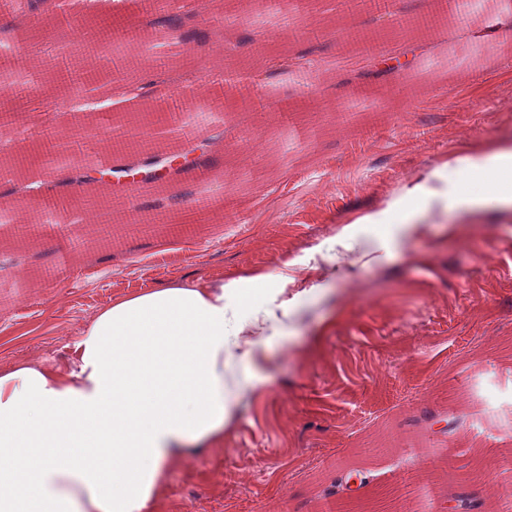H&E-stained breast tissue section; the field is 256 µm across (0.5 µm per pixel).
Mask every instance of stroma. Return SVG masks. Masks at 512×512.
<instances>
[{"instance_id":"35a3bbf8","label":"stroma","mask_w":512,"mask_h":512,"mask_svg":"<svg viewBox=\"0 0 512 512\" xmlns=\"http://www.w3.org/2000/svg\"><path fill=\"white\" fill-rule=\"evenodd\" d=\"M209 2L197 0L211 37L193 56L170 43L146 55L173 73L200 69L218 46L225 67L247 73L273 53L309 58L273 75V92L256 101L229 94L221 108L184 113L223 133L208 178L194 171L167 188L214 199L221 221L177 244L120 224L112 247L91 251L81 220L67 238L21 242L0 218V368L63 359L101 306L136 289L284 270L287 334L269 345L263 383L240 391L222 447L173 471L157 512H334L336 476L353 466L373 477L362 494L376 512H429L435 497L461 489L484 497L489 467L500 489L493 512H512V212L463 218L433 206L411 234L397 216L360 221L427 180L451 192L494 189V175L461 161L512 140V0H480L471 26L438 42L379 14L342 13L336 0L279 13L241 0L224 22ZM488 23L500 37H475ZM345 26L384 35L401 66L358 81L379 59L340 58ZM245 36L250 46H240ZM12 44L44 58L49 80L21 105L55 126L57 58L82 51L38 36ZM347 225L353 239L323 260L321 247ZM448 410L458 428L431 433L426 416Z\"/></svg>"}]
</instances>
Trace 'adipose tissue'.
Masks as SVG:
<instances>
[{
	"mask_svg": "<svg viewBox=\"0 0 512 512\" xmlns=\"http://www.w3.org/2000/svg\"><path fill=\"white\" fill-rule=\"evenodd\" d=\"M464 164L497 187L452 200L423 182L394 209L512 210V142ZM287 285L280 272L141 288L100 307L62 361L0 369V512H154L190 449L223 444L232 361L261 383L254 345L280 335Z\"/></svg>",
	"mask_w": 512,
	"mask_h": 512,
	"instance_id": "1",
	"label": "adipose tissue"
}]
</instances>
